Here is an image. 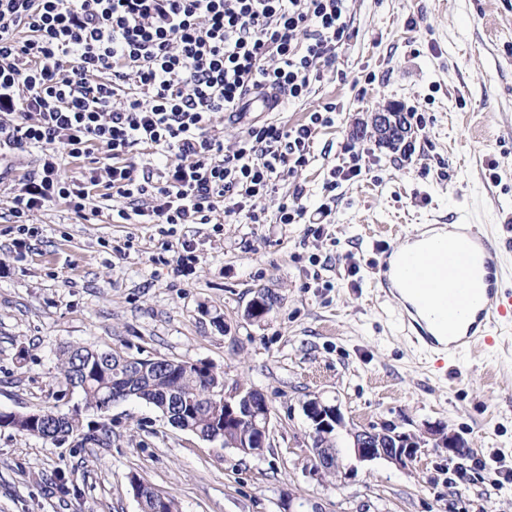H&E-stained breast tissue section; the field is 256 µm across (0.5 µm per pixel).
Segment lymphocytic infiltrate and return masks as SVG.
I'll return each mask as SVG.
<instances>
[{
    "mask_svg": "<svg viewBox=\"0 0 512 512\" xmlns=\"http://www.w3.org/2000/svg\"><path fill=\"white\" fill-rule=\"evenodd\" d=\"M350 0H0V146L39 153L4 199L23 248L62 201L84 221L119 199L116 224H261L282 172L306 166L326 120L266 123L233 148L211 134L253 91L304 98L334 71ZM148 150L160 166L136 167ZM77 175L62 174L63 159Z\"/></svg>",
    "mask_w": 512,
    "mask_h": 512,
    "instance_id": "obj_1",
    "label": "lymphocytic infiltrate"
}]
</instances>
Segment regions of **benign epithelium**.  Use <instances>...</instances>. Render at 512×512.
I'll return each mask as SVG.
<instances>
[{
	"label": "benign epithelium",
	"instance_id": "benign-epithelium-1",
	"mask_svg": "<svg viewBox=\"0 0 512 512\" xmlns=\"http://www.w3.org/2000/svg\"><path fill=\"white\" fill-rule=\"evenodd\" d=\"M242 389L237 388L229 395L219 392L224 398V428L234 429L237 425L250 421L262 424L259 435L252 437L250 446L266 449L270 444V408L265 400L258 402L245 401L241 397ZM303 411L312 433L330 436L345 427L344 415L337 405H327L315 398L309 400ZM428 434L434 437L435 446L457 456L465 452L464 444L457 438L445 435L439 428H431ZM353 446L345 453L340 448H311L313 453V471L321 474L332 470L343 477L354 474L355 466L347 459L371 462L383 459L394 464L399 469H407L420 457L422 438L413 433L400 432L392 425H383L380 429L362 428L351 433Z\"/></svg>",
	"mask_w": 512,
	"mask_h": 512
}]
</instances>
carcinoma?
<instances>
[{"instance_id": "carcinoma-1", "label": "carcinoma", "mask_w": 512, "mask_h": 512, "mask_svg": "<svg viewBox=\"0 0 512 512\" xmlns=\"http://www.w3.org/2000/svg\"><path fill=\"white\" fill-rule=\"evenodd\" d=\"M164 362L162 368L150 359L128 362L114 350L67 345L60 350L59 380L66 388L82 393L87 410L110 409L112 389L118 387L127 391L125 398L156 407L173 425L204 441L217 436L227 444L245 445L253 430L224 433V404L214 395L223 383L221 375L183 360L166 358ZM0 427L56 444L75 438L95 439L94 434L84 431L78 408L70 413L44 408L40 417L31 412L1 413ZM136 495L142 512H177L174 498H159L142 481Z\"/></svg>"}]
</instances>
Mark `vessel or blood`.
<instances>
[{"label": "vessel or blood", "mask_w": 512, "mask_h": 512, "mask_svg": "<svg viewBox=\"0 0 512 512\" xmlns=\"http://www.w3.org/2000/svg\"><path fill=\"white\" fill-rule=\"evenodd\" d=\"M507 246L475 224H430L385 253L380 284L403 293L405 324L427 348L487 347L512 327V292L502 287Z\"/></svg>", "instance_id": "obj_1"}]
</instances>
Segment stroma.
<instances>
[{
	"instance_id": "stroma-1",
	"label": "stroma",
	"mask_w": 512,
	"mask_h": 512,
	"mask_svg": "<svg viewBox=\"0 0 512 512\" xmlns=\"http://www.w3.org/2000/svg\"><path fill=\"white\" fill-rule=\"evenodd\" d=\"M338 74L271 112L244 106L214 133L232 148L253 123L288 128L330 111L310 160L281 174L262 202L265 223L222 229L88 223L58 202L36 214L28 248L0 208V412L81 405L57 380L63 345L210 365L225 390L255 388L271 408V446L245 455L197 438L136 400L85 422L108 443L56 446L0 428V512H140L138 477L179 512H512V346L435 357L404 331L378 268L419 224H477L507 238L512 218V0H352ZM407 112L412 135L391 150L364 135L373 113ZM331 223L282 224V197L302 188L313 208L331 169ZM193 241L189 274L177 267ZM276 300L247 317L257 289ZM339 406L352 430L439 426L468 453L433 447L408 470L357 464L346 480L312 473L303 412Z\"/></svg>"
}]
</instances>
